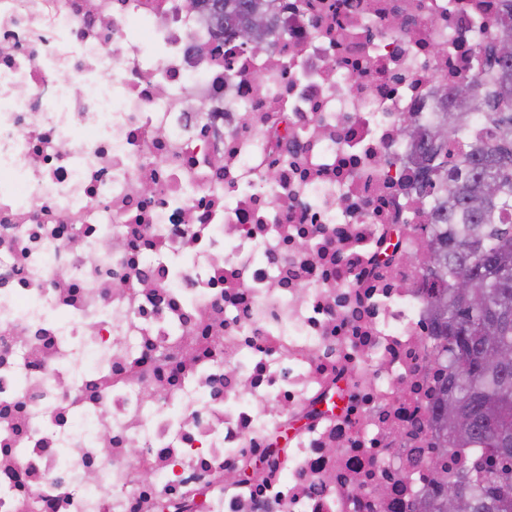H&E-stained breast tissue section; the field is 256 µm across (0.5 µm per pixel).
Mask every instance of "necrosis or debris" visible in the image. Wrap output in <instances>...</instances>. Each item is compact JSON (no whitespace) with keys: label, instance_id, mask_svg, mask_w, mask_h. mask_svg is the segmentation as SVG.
I'll use <instances>...</instances> for the list:
<instances>
[{"label":"necrosis or debris","instance_id":"4bbe7bcc","mask_svg":"<svg viewBox=\"0 0 512 512\" xmlns=\"http://www.w3.org/2000/svg\"><path fill=\"white\" fill-rule=\"evenodd\" d=\"M268 10L255 54L183 0H0V512H408L430 487L402 124L481 80L507 0Z\"/></svg>","mask_w":512,"mask_h":512}]
</instances>
